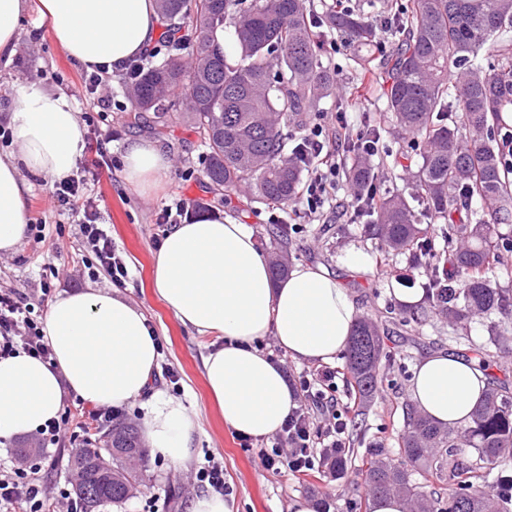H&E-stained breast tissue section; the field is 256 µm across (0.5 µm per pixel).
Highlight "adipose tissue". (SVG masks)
Returning a JSON list of instances; mask_svg holds the SVG:
<instances>
[{
	"label": "adipose tissue",
	"mask_w": 512,
	"mask_h": 512,
	"mask_svg": "<svg viewBox=\"0 0 512 512\" xmlns=\"http://www.w3.org/2000/svg\"><path fill=\"white\" fill-rule=\"evenodd\" d=\"M27 0H0V64L17 51ZM56 42L86 70L115 69L151 47L160 25L156 0H38ZM16 157L0 158V253L14 252L29 222L28 171L67 178L84 147L71 100L36 81L17 84L9 124ZM128 184H159L169 170L162 151L130 142L123 157ZM152 286L185 327L217 339L203 359L210 393L237 435L255 440L278 432L299 400L281 362L257 343L273 337L288 357L329 363L341 354L357 320L349 292L319 265H295L274 281L254 225L204 216L167 232L154 257ZM52 352L45 362L26 353L0 359V438L38 431L77 396L119 406L142 398L147 451L176 464L190 458L194 422L184 405L149 390L157 336L143 311L103 291L58 296L43 321ZM487 387L476 364L437 352L416 367L409 387L415 409L440 425L468 421Z\"/></svg>",
	"instance_id": "adipose-tissue-1"
}]
</instances>
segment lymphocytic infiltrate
I'll list each match as a JSON object with an SVG mask.
<instances>
[{
  "label": "lymphocytic infiltrate",
  "mask_w": 512,
  "mask_h": 512,
  "mask_svg": "<svg viewBox=\"0 0 512 512\" xmlns=\"http://www.w3.org/2000/svg\"><path fill=\"white\" fill-rule=\"evenodd\" d=\"M353 139L364 153L375 154V141L363 135L352 136L344 116H337L331 129L318 122L312 124L302 143L308 177L288 212L289 219L316 220L336 189L340 156ZM51 196L59 212L77 217L82 247L95 255L100 268L112 281H122L128 274L127 266L117 255L111 237L97 223L96 204L88 192L85 177L73 176L54 182ZM20 352L44 361L52 356L33 304L15 290L1 288L0 359ZM298 383L304 402L277 432L272 449L261 451L260 459L267 469L276 472L285 469L301 474L317 465L325 473L334 474L340 468V458L347 453V424L335 396L336 373L328 368L305 372L299 376ZM315 408L331 416V423L315 425L311 416ZM67 498L65 488L49 487L25 469L18 467L9 474H0V505L16 504L22 512H46L51 503L64 507Z\"/></svg>",
  "instance_id": "obj_1"
}]
</instances>
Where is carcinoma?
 Wrapping results in <instances>:
<instances>
[{"instance_id": "1", "label": "carcinoma", "mask_w": 512, "mask_h": 512, "mask_svg": "<svg viewBox=\"0 0 512 512\" xmlns=\"http://www.w3.org/2000/svg\"><path fill=\"white\" fill-rule=\"evenodd\" d=\"M165 32L180 29L192 18L199 32L190 46L192 64L168 59L140 74L132 85L137 119L152 112L157 126L176 103L179 91L193 128L207 148L206 177L226 192L242 187L252 200L268 207L294 202L303 166L285 153L284 128L300 130L333 84L323 65L316 20L310 0H251L232 12L238 0H158ZM329 26L356 47L352 69L370 74L382 89L385 109L394 127L420 138L416 201L431 224H446L459 246L436 253L415 206L394 194L376 203L354 199L355 219L385 252L407 253L416 262L430 259L431 275L423 286L424 305L410 312L419 320L433 312L465 320L495 311L502 320L491 325L490 343L503 347L500 330L512 327V291L493 286L496 225L512 217V169L502 164L491 143L502 126L501 113H512V44L496 43L512 29V0H411L392 19L400 35L391 53L377 59L378 25L351 9L328 16ZM233 27L234 59L215 44L219 29ZM496 45L501 65L485 70L480 54ZM452 112V123L444 114ZM352 182L360 189L379 179V172L361 160L352 147ZM384 352L378 324L359 320L345 351L346 365L359 399L368 401L377 389ZM106 440L77 451L69 464L86 467L93 498H81L92 509L126 501L129 477L146 483L143 472L130 474L126 459H145L138 429L114 417L103 429ZM112 449V481L101 456ZM367 462L370 495L401 494L409 512H512L492 493L493 472L512 462V393L487 389L468 422L440 427L426 416L406 410L401 457L386 459L377 451ZM424 481L411 479V468ZM448 477V498L429 490L430 479Z\"/></svg>"}]
</instances>
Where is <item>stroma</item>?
I'll return each mask as SVG.
<instances>
[{
	"label": "stroma",
	"mask_w": 512,
	"mask_h": 512,
	"mask_svg": "<svg viewBox=\"0 0 512 512\" xmlns=\"http://www.w3.org/2000/svg\"><path fill=\"white\" fill-rule=\"evenodd\" d=\"M336 37L335 31L325 27L319 32L324 46L322 60L335 71L336 84L307 118L329 121L343 112L352 127L359 129L366 113L382 114L384 100L378 90L370 89L362 108L353 107L351 97L356 94L361 78L347 66L349 47L331 49ZM85 74V69L76 66L56 43L47 20L36 9H29L20 21L18 53L10 66L0 67V125L9 122L15 86L27 80L65 93L72 99L79 117L95 118L97 107L82 89ZM106 92L112 98V108L106 121L95 118L93 127L102 133L112 131L113 137L99 139L97 149L84 150L78 162L88 165L103 154L111 164L110 169L100 171L89 187L97 201L98 221L111 236L128 268V276L116 284L98 268L94 255L77 242L78 224L56 210L50 180L32 174L26 177L32 187L30 218L43 225L44 238L39 242L25 238L15 252L0 257V287L26 294L41 315L63 293L90 289L119 292L143 310L157 333L160 350L154 389L170 394L167 373H174L179 380V399L196 425L189 462L180 466L160 456L152 457L148 461L150 479L141 493L121 505L103 507L100 512H188L189 503L205 490L196 481L195 472L210 462L224 469L230 512H288L289 502L297 496L326 504L328 512H366L364 462L375 449L398 458L404 408L410 401L408 386L417 365L435 351L478 361L481 351L488 347V325L498 320V313L475 316L453 332L449 331L447 320L437 315L419 324L405 320L408 306L401 301V294L422 297V286L431 269L428 264L412 263L401 254H381L376 241L365 237L361 225L350 222L355 188L348 171L353 160L350 155H343L336 195L325 209L323 223L293 226L283 251L289 264L322 265L348 288L359 317H369L378 323L385 351L379 383L370 402H356L350 395V377L343 372L344 357H337L333 363L340 371L336 396L347 403L344 417L348 453L339 476L316 469L296 476L266 469L258 452L271 449L272 440L244 448L236 434L225 426L202 374V360L211 349V340L183 327L155 295L151 268L168 230L159 218L164 209L176 203H184L192 218L205 212L224 213L254 225L265 246L270 243L273 210L249 202L244 190L215 191L205 175V148L183 112L167 113L164 132L158 135L147 128L129 127L127 120L134 107L119 73L111 74ZM136 139L152 142L171 162L160 185L145 194L132 188L124 176L123 152L126 144ZM408 142V135L385 134L378 153L370 158L371 163L385 167L379 181L383 193L398 192L408 197L414 193L411 169L420 157ZM353 246L367 255L365 270L356 271L348 266L345 253ZM68 406L72 441L66 442L53 465H46L43 457L33 452L29 458L30 465L41 466L43 479L53 487L69 485L67 461L84 447L96 426L86 413V402L73 397Z\"/></svg>",
	"instance_id": "1"
}]
</instances>
